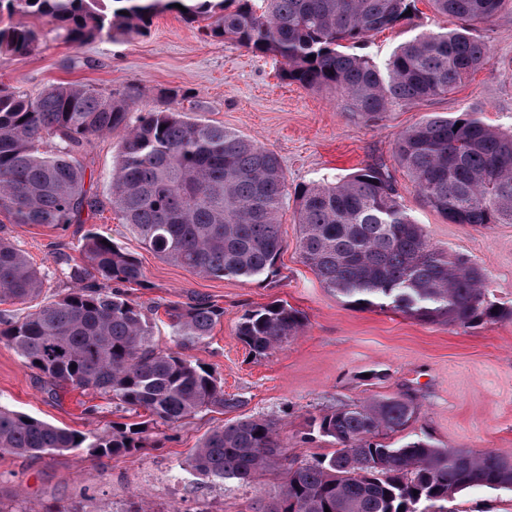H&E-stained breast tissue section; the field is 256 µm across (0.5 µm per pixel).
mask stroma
<instances>
[{"label":"stroma","mask_w":512,"mask_h":512,"mask_svg":"<svg viewBox=\"0 0 512 512\" xmlns=\"http://www.w3.org/2000/svg\"><path fill=\"white\" fill-rule=\"evenodd\" d=\"M394 28L374 34L361 53L384 64L414 36L442 31L454 22L430 0ZM476 34L490 63L448 94L367 122L345 110L335 90L307 88L281 77L280 59L257 56L234 42L205 36L173 11H163L142 34L102 37L79 47L47 40L33 54L0 58V87L33 95L57 83H80L128 97L133 110L165 106L178 89L195 103L194 119L224 125L273 151L289 188L346 175L374 161L387 164L408 212L441 250L480 265L490 294L512 306V224H454L426 206L394 156L397 136L432 113H479L512 131V0ZM123 130L92 139L81 157L85 185L100 208L91 219L100 232L135 254L147 287L130 285L128 298L150 310L153 338L173 345L164 306L208 296L224 317L205 343L187 356L209 366L225 397L240 404L177 426L148 427V444L136 452L94 458L85 453L0 454V512H255L273 494L279 475L240 485L194 474L188 459L211 428L244 416L276 422L289 459L312 462L332 445L309 431L312 416L371 397L409 395L418 407L410 434H428L442 448L492 450L512 459V321L474 328L425 324L395 311L344 305L320 284L296 250L294 199L281 216L285 247L274 282L205 278L165 262L129 232L109 195V176ZM85 225L63 229L14 224L0 215V237L10 240L47 274L42 300L65 293L70 283L55 272L53 255L78 258ZM300 310L303 331L264 356L252 355L236 335L246 309L274 300ZM0 406L75 430L106 429L122 413L106 398L79 390L49 392L37 371L0 343ZM452 512H512V492L470 490L457 494Z\"/></svg>","instance_id":"obj_1"}]
</instances>
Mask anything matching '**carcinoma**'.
<instances>
[{"mask_svg": "<svg viewBox=\"0 0 512 512\" xmlns=\"http://www.w3.org/2000/svg\"><path fill=\"white\" fill-rule=\"evenodd\" d=\"M432 2L456 26L416 36L381 67L355 49L407 19L415 0H0V56L24 58L46 41L47 32L14 23L16 16L41 19L55 37L81 46L145 30L166 8L204 23L211 37L281 58L284 77L333 88L348 111L378 120L447 94L489 64L473 27L492 20L507 0ZM120 128L126 137L109 191L143 245L204 277L279 275L288 182L278 158L170 103L133 118L127 99L85 85H50L35 95L0 88V214L14 224L86 223L99 201L85 188L78 156L90 138ZM395 155L422 201L448 221L512 224V133L490 129L476 112L432 115L399 135ZM294 197L300 258L346 305L464 328L512 321V306L491 299L481 267L430 243L383 162L301 187ZM78 251V263L56 256L72 284L66 293L21 317L0 312V342L24 366L52 385L92 391L168 426L240 405L183 353L211 336L224 308L205 296L168 305L175 347L160 349L148 315L124 291L147 287L137 257L94 227ZM45 281L0 237V304L35 300ZM304 326L298 310L273 301L245 310L237 336L263 356ZM416 420L417 406L405 395L343 405L309 423L334 451L298 465L288 461L273 422L239 419L210 430L189 467L215 481L249 483L282 464L283 483L256 512H452L448 503L462 491H512V461L492 451L440 448L425 435L387 441ZM146 432L117 422L110 432H82L0 406V454L111 457L144 447Z\"/></svg>", "mask_w": 512, "mask_h": 512, "instance_id": "cac0c4a2", "label": "carcinoma"}]
</instances>
